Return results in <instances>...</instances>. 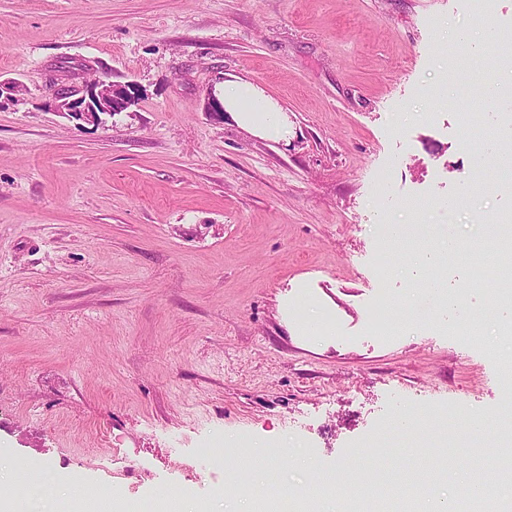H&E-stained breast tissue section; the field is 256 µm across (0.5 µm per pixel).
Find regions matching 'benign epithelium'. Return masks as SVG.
I'll use <instances>...</instances> for the list:
<instances>
[{"label": "benign epithelium", "mask_w": 512, "mask_h": 512, "mask_svg": "<svg viewBox=\"0 0 512 512\" xmlns=\"http://www.w3.org/2000/svg\"><path fill=\"white\" fill-rule=\"evenodd\" d=\"M134 102L132 84L101 79L76 87L64 98L55 95L53 107L57 112L94 121L100 113L121 112Z\"/></svg>", "instance_id": "obj_1"}]
</instances>
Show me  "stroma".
<instances>
[{"label":"stroma","mask_w":512,"mask_h":512,"mask_svg":"<svg viewBox=\"0 0 512 512\" xmlns=\"http://www.w3.org/2000/svg\"><path fill=\"white\" fill-rule=\"evenodd\" d=\"M475 5L0 0V466L19 512H82L80 488L112 512H234L237 452L198 450L235 439L288 450L253 465L256 512L286 486L301 512H351L317 479L342 467L400 490L417 462L450 500L496 476L512 336L466 335L406 272L430 247L474 269L459 240L512 210L498 153L460 136L501 105L435 28H512V0L478 25ZM103 75L135 104L54 110L58 85ZM231 82L286 112L287 135L209 111ZM383 209L405 228L387 268ZM383 297L405 305L379 336ZM325 313L334 333L311 334Z\"/></svg>","instance_id":"obj_1"}]
</instances>
